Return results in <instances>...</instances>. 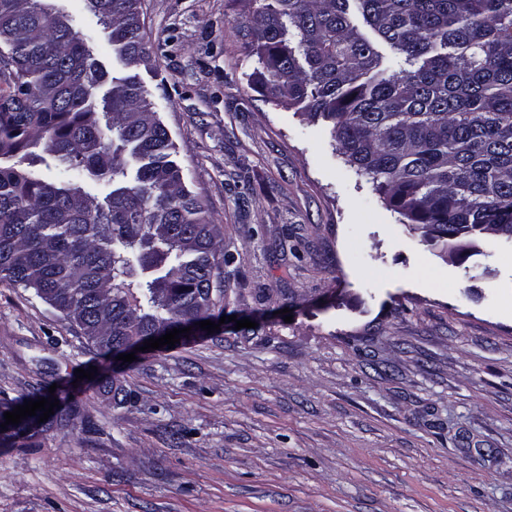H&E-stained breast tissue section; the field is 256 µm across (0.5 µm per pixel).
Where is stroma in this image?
Listing matches in <instances>:
<instances>
[{"label":"stroma","instance_id":"obj_1","mask_svg":"<svg viewBox=\"0 0 512 512\" xmlns=\"http://www.w3.org/2000/svg\"><path fill=\"white\" fill-rule=\"evenodd\" d=\"M141 18L229 321L104 362L0 282V404L76 386L53 430L0 436V512H512V243L447 254L401 224L327 124L264 96L239 0ZM101 365L121 397L76 380Z\"/></svg>","mask_w":512,"mask_h":512}]
</instances>
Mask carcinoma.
<instances>
[{
  "instance_id": "carcinoma-1",
  "label": "carcinoma",
  "mask_w": 512,
  "mask_h": 512,
  "mask_svg": "<svg viewBox=\"0 0 512 512\" xmlns=\"http://www.w3.org/2000/svg\"><path fill=\"white\" fill-rule=\"evenodd\" d=\"M83 2L123 76L53 0H0V281L108 358L208 319L228 259L135 72L149 58L141 0ZM241 2L266 98L329 123L423 241L460 254L484 233L512 239V0ZM41 143L40 164L67 179L34 169Z\"/></svg>"
}]
</instances>
